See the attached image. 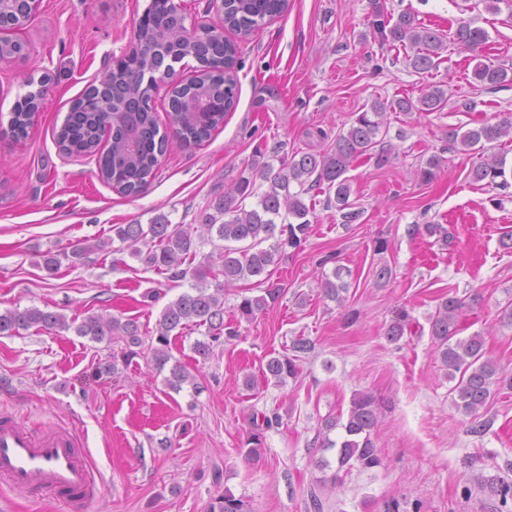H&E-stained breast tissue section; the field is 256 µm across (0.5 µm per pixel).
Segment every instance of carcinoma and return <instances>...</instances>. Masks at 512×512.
Masks as SVG:
<instances>
[{"mask_svg":"<svg viewBox=\"0 0 512 512\" xmlns=\"http://www.w3.org/2000/svg\"><path fill=\"white\" fill-rule=\"evenodd\" d=\"M179 5L174 0H152L140 19L135 40L151 47L148 52L133 48L117 61L112 69L110 84H92L71 105L57 133V143L68 154H90L97 150L103 132L111 136L108 149L98 156V172L103 181L127 196L139 195L155 178L159 158L165 153L170 139L181 145H197L206 141L224 123L238 97L235 71L237 45L224 36L231 30L247 37L265 23L282 16L288 10V0H223L218 24H200L189 35L174 28V13ZM0 16L17 21L29 19L26 0H0ZM370 25L383 44L400 45L410 49L407 65L418 75L426 76L437 70L445 39L477 51L488 40L487 32L465 22L443 34L419 21L410 11L400 13L392 21L385 15L381 0H374ZM193 58L197 63L195 76L172 87L168 93L170 127L163 130L151 105L153 92L144 84L148 71H158L166 58ZM473 78L484 86L512 82V70L493 62H479ZM203 97L209 102L207 112H185L187 97ZM447 98L439 86H427L417 98L400 97L391 102L374 101L369 108L354 114L348 129L338 133L331 147L323 153H303L284 157L280 167L269 164L250 165L248 172L209 205L197 225L173 224L165 215L153 218L150 224H115L112 232L130 255L148 268L168 275V279L188 283L189 290L168 303L156 323V345L150 346L154 363L163 367L171 360L170 337L183 333L189 326L204 327V339L196 340L193 351L202 359L209 358L223 338L236 331L224 325V292L236 284L256 279L255 287L262 294L245 296L236 306L241 317L250 319L267 309L284 291L282 285L271 281L269 267L280 263L286 249L296 250L306 240L310 227L311 208L302 195L319 190L326 194V203L344 212L350 221L357 213L348 211L351 186L346 173L360 158L372 155L382 133L388 111L437 112L444 108ZM38 102L30 91L19 98L9 120V132L16 139L29 133ZM512 140V115L502 114L495 121H486L464 133L448 129V143L462 150H485V144L502 138ZM503 176L502 160L491 155L472 170L476 181L494 180ZM268 184L267 190L256 194L257 182ZM297 184L299 191L290 190ZM257 197L255 207L248 209L243 202ZM223 242L218 253H211L195 262V238ZM349 271L339 267L333 278L321 281L324 298L341 303L346 283L336 284ZM465 303L448 297L431 318L430 335L435 340L448 379L457 380V408L474 416L482 408L491 388L512 389V375L499 372L497 363L488 357L485 341L480 334L461 339ZM38 327L43 330H68L71 323L59 312L28 307L0 311V336H13L23 330ZM77 335L93 341L117 337L124 342L123 360L137 354L141 347V327L138 321H124L99 315L87 316L75 327ZM313 348L312 342L298 336L292 341V355L273 357L266 363L264 375L283 383L298 374L297 361ZM192 376L180 362L172 364L168 387L179 392ZM380 405L369 393L352 399L347 417L327 422L326 432L341 429L337 439L325 437L320 451H335L334 460L320 457L317 466L325 471L335 468L331 478L318 480L336 482L340 472L357 466L372 470L383 465L372 431L377 424ZM253 421L246 455L257 458L264 448V430L280 424L277 413L261 415ZM210 512H251L245 500L226 491L210 506Z\"/></svg>","mask_w":512,"mask_h":512,"instance_id":"cac0c4a2","label":"carcinoma"}]
</instances>
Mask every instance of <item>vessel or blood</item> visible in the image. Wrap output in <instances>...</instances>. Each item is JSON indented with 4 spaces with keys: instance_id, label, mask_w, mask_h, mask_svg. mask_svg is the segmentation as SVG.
<instances>
[{
    "instance_id": "vessel-or-blood-1",
    "label": "vessel or blood",
    "mask_w": 512,
    "mask_h": 512,
    "mask_svg": "<svg viewBox=\"0 0 512 512\" xmlns=\"http://www.w3.org/2000/svg\"><path fill=\"white\" fill-rule=\"evenodd\" d=\"M0 479L17 490L53 492L65 512H86L102 491L99 476L83 458L77 431L54 429L36 436L4 414L0 415Z\"/></svg>"
}]
</instances>
